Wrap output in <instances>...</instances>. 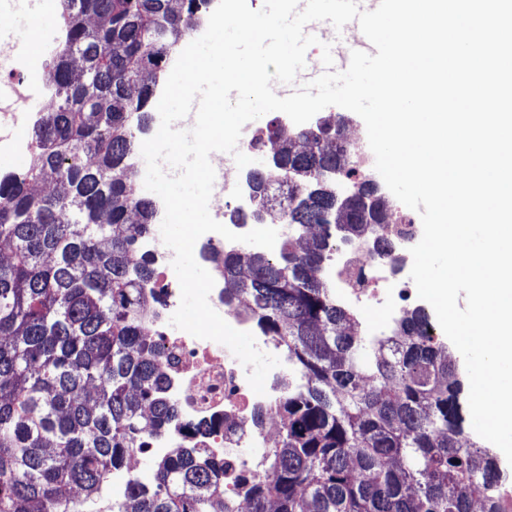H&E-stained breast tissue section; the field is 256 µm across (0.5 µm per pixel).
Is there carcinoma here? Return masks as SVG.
<instances>
[{"label": "carcinoma", "instance_id": "obj_1", "mask_svg": "<svg viewBox=\"0 0 512 512\" xmlns=\"http://www.w3.org/2000/svg\"><path fill=\"white\" fill-rule=\"evenodd\" d=\"M62 0L68 49L53 62L58 104L32 137L26 172L0 178V512H235L224 502V460L190 442L157 460L154 481L134 483L124 508L106 495L129 449L182 428L166 392L161 351L145 324L159 302L155 258L140 248L155 210L133 190L130 158L154 101L146 73L208 0ZM164 28L167 41L154 45ZM248 184L262 213L286 210L277 254L202 249L224 278V304L288 356V390L276 401L280 432L263 463L267 484L244 485V512H506L507 475L497 455L465 436L464 380L448 344L413 310L398 317V353L357 332L358 316L319 276L336 238L365 236L381 250L386 210L332 205L336 121L287 135ZM50 182L62 191L34 193Z\"/></svg>", "mask_w": 512, "mask_h": 512}]
</instances>
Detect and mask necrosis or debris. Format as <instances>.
<instances>
[{
	"mask_svg": "<svg viewBox=\"0 0 512 512\" xmlns=\"http://www.w3.org/2000/svg\"><path fill=\"white\" fill-rule=\"evenodd\" d=\"M51 62L48 53L37 59L19 57L9 72L20 87L40 82L50 107L56 102ZM398 272L397 264L379 255L374 239L365 237L338 247L324 275L335 287L337 300L365 317L366 333L382 336L416 291L413 281L399 279ZM180 301V289H168L166 302L149 313L147 325L160 345L168 393L179 407L182 423L193 427L215 414L223 415L227 423L220 433L206 435L203 441L206 448L223 456L228 467L224 498L234 502L240 479L252 483L270 479L259 460L279 430L272 405L282 391L278 381L287 377L288 367L274 368V383L266 385L264 394H256L248 384L247 367L228 347L196 338L171 324ZM259 411L265 419L258 425L253 418Z\"/></svg>",
	"mask_w": 512,
	"mask_h": 512,
	"instance_id": "4bbe7bcc",
	"label": "necrosis or debris"
}]
</instances>
